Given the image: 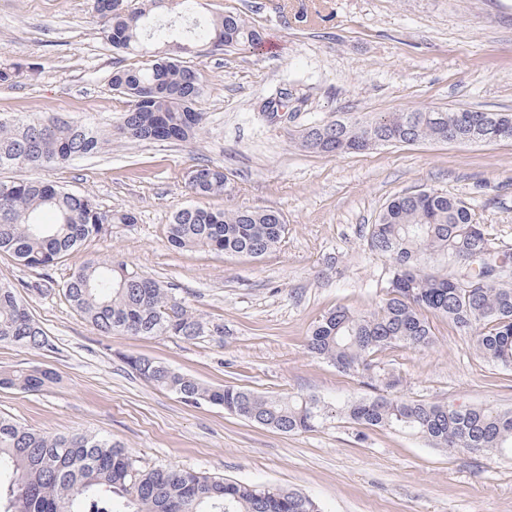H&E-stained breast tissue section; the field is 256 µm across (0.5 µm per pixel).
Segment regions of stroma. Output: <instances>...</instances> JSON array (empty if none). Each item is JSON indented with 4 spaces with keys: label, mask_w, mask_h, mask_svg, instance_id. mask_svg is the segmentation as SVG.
Masks as SVG:
<instances>
[{
    "label": "stroma",
    "mask_w": 512,
    "mask_h": 512,
    "mask_svg": "<svg viewBox=\"0 0 512 512\" xmlns=\"http://www.w3.org/2000/svg\"><path fill=\"white\" fill-rule=\"evenodd\" d=\"M241 13L264 43L188 54L206 79L197 108L204 128L191 141L130 142L114 133L125 102L113 71L132 63L100 33L93 0H0V65L21 66L0 84V114L90 122L100 153L34 176L88 193L104 210H133L49 275L0 255V282L21 295L51 350L0 344V369L41 366L57 375L38 392L0 387V414L45 434L99 433L140 466L180 467L254 485L291 489L321 512H512V460L492 452L448 453L398 432L361 430L336 406L378 394L367 376L345 373L308 351L310 331L339 306L358 313L386 296L389 263L365 246L370 224L393 197L435 189L465 199L492 243L512 251V142L379 145L320 155L302 130L382 112L469 109L512 113V0H197L196 16ZM293 116L259 107L280 87ZM219 165L229 194L194 195L188 172ZM200 206L281 211L288 233L258 258L179 250L166 228L174 211ZM121 263L170 283L178 301L208 325L204 336L102 335L65 300L75 267ZM48 281L50 289L28 290ZM433 344L379 354L409 400L512 408V371L494 366L473 335L430 320ZM145 357L210 387L309 396L332 404L324 424L288 434L201 403L189 405L133 372Z\"/></svg>",
    "instance_id": "stroma-1"
}]
</instances>
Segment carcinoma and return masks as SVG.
I'll use <instances>...</instances> for the list:
<instances>
[{
  "label": "carcinoma",
  "instance_id": "1",
  "mask_svg": "<svg viewBox=\"0 0 512 512\" xmlns=\"http://www.w3.org/2000/svg\"><path fill=\"white\" fill-rule=\"evenodd\" d=\"M189 14L196 0H139L134 6L93 8L102 34L118 51L137 62L112 74V89L128 108L117 124L131 140H183L204 124L197 104L205 91L200 71L171 50L169 28H146L149 15L168 3ZM185 37L216 50L255 47L263 34L241 14L226 11L211 21L192 23ZM458 110L385 112L371 124L387 131V144L443 140L457 125ZM305 129L300 145L312 153L342 154L369 149L367 129L336 120ZM104 140L97 127L60 118L20 121L0 115V169L60 166L98 153ZM220 166H206L205 178L189 184L193 194L221 196L230 184ZM51 211L55 222L42 214ZM272 209L247 207L211 210L182 207L167 225V239L178 249L260 257L285 239L286 222ZM129 209L102 210L93 196L73 193L40 179L0 181V254L12 255L33 269H48L109 224H132ZM368 250L387 259V298L369 313L338 307L314 325L308 349L314 356L365 374L387 391L400 379L373 364V355L394 346L425 348L433 341L429 317L448 319L472 333L478 350L494 365L512 370V254L493 252L476 263L461 283L452 274L428 272L426 257L457 260L491 249L482 225L460 198L421 190L392 198L370 225ZM71 307L101 332L137 336H178L194 340L206 324L181 306L175 288L129 271L122 264L89 261L64 282ZM0 343L50 350L47 332L17 290L0 283ZM127 365L147 382L169 390L189 404L201 402L251 423L283 433L312 431L326 417L313 396L262 395L226 386L210 388L159 362L129 357ZM44 369L0 370V386L39 391L52 382ZM343 413L366 429L394 430L424 438L448 452L497 451L512 455V410L461 408L378 395L345 403ZM0 512H320L311 498L291 490L257 486L177 468L143 469L129 452L98 434L47 435L0 416Z\"/></svg>",
  "mask_w": 512,
  "mask_h": 512
}]
</instances>
